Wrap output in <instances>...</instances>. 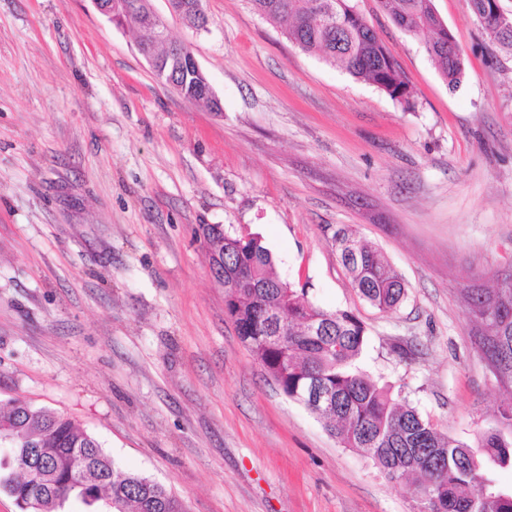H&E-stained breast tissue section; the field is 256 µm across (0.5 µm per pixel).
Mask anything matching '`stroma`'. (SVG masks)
I'll use <instances>...</instances> for the list:
<instances>
[{
    "instance_id": "35a3bbf8",
    "label": "stroma",
    "mask_w": 512,
    "mask_h": 512,
    "mask_svg": "<svg viewBox=\"0 0 512 512\" xmlns=\"http://www.w3.org/2000/svg\"><path fill=\"white\" fill-rule=\"evenodd\" d=\"M415 106L302 52L249 0H205L187 42L222 109L156 80L93 0H0V400L70 417L187 512H419L267 377L224 313L203 224L260 233L279 277L365 324L360 365L448 437L507 391L465 285L512 269V52L468 0H433L465 58L449 90L422 36L352 0ZM382 250L407 296L359 297L332 234Z\"/></svg>"
}]
</instances>
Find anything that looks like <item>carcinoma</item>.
Listing matches in <instances>:
<instances>
[{
    "label": "carcinoma",
    "instance_id": "carcinoma-1",
    "mask_svg": "<svg viewBox=\"0 0 512 512\" xmlns=\"http://www.w3.org/2000/svg\"><path fill=\"white\" fill-rule=\"evenodd\" d=\"M124 21L161 62L153 74L190 102L218 108L213 88L196 66L177 67L180 44L157 39L144 29L151 0H127ZM261 16L285 22L288 40L301 51L339 66L384 91L404 108L414 107L413 93L398 62L351 0H250ZM401 29L426 39V49L440 75L454 90L466 76V62L450 30L442 27L432 0H382ZM486 15L484 29L512 51V29L493 18L492 0H476ZM210 271L224 285V312L241 341L288 398L302 404L322 422L338 443L371 459L384 477L413 480L420 491V512H512V490L488 475L491 465L512 467V439L486 431L472 445L440 433L430 418L411 406L402 392L379 386L355 366L366 341L363 322L351 311L314 304L305 288L280 280L271 251L261 237L222 224H202ZM333 238L342 265L359 295L372 306L391 311L406 295L402 275L375 245L350 228ZM470 314L487 328L483 346L496 380L512 391V288L492 291L464 288ZM278 314L284 338L269 334L268 316ZM317 327L320 332L310 331ZM334 398L330 407L310 398L312 385ZM0 447L17 455L44 449L43 468L50 485L31 506L32 512H59L56 493L69 487L77 461L96 464L112 476V512H186L182 501L162 484L122 470L101 443L72 419L15 398L0 402ZM33 480L13 476L0 456V490L25 497Z\"/></svg>",
    "mask_w": 512,
    "mask_h": 512
}]
</instances>
